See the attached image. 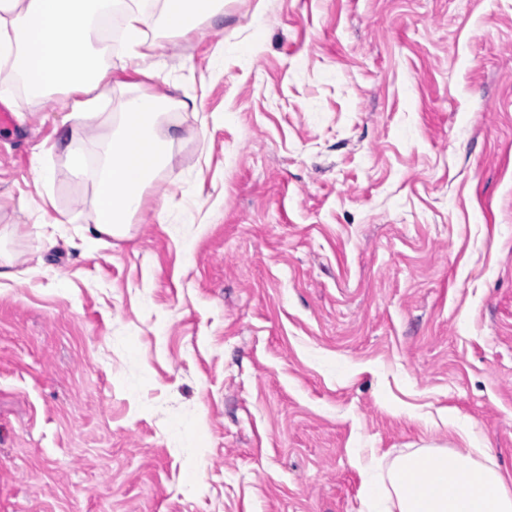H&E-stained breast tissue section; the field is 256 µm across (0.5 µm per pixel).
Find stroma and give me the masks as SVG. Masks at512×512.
<instances>
[{"label": "stroma", "mask_w": 512, "mask_h": 512, "mask_svg": "<svg viewBox=\"0 0 512 512\" xmlns=\"http://www.w3.org/2000/svg\"><path fill=\"white\" fill-rule=\"evenodd\" d=\"M147 32L146 90L194 107L92 250L55 144L95 167L126 89L86 122L0 70V512H359L353 449L457 425L512 475V0H224Z\"/></svg>", "instance_id": "stroma-1"}]
</instances>
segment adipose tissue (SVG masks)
<instances>
[{
    "label": "adipose tissue",
    "mask_w": 512,
    "mask_h": 512,
    "mask_svg": "<svg viewBox=\"0 0 512 512\" xmlns=\"http://www.w3.org/2000/svg\"><path fill=\"white\" fill-rule=\"evenodd\" d=\"M223 0H0V68L20 79L25 94L41 99L48 90L67 89L73 115L95 119L98 94L127 61L143 57L153 44L146 18L156 14L167 31L186 34L222 13ZM120 13L123 52L103 64L90 44L99 24ZM187 101L142 91L129 94L118 122L100 146L99 163L88 170L84 156L59 139L75 176H91L95 186L92 225L86 242L122 237L141 211L146 186L166 167L177 140V125H165ZM458 437L466 453L415 448L393 459L354 449L362 480L363 512H512V479L468 432Z\"/></svg>",
    "instance_id": "obj_1"
}]
</instances>
